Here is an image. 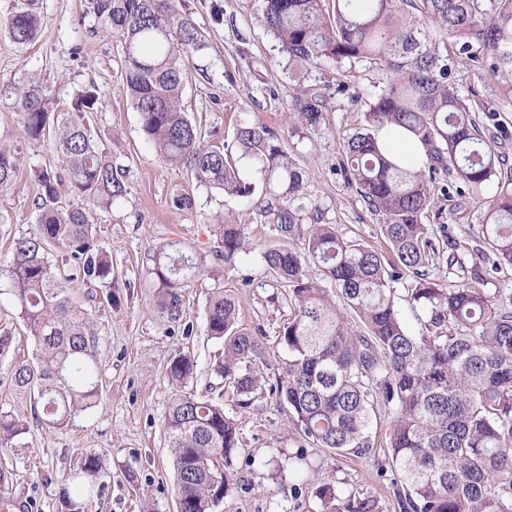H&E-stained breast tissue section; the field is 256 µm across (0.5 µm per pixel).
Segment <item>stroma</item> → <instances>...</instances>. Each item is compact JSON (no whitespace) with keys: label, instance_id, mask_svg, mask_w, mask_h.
Here are the masks:
<instances>
[{"label":"stroma","instance_id":"stroma-1","mask_svg":"<svg viewBox=\"0 0 512 512\" xmlns=\"http://www.w3.org/2000/svg\"><path fill=\"white\" fill-rule=\"evenodd\" d=\"M26 4L38 14L37 38L26 45L0 33V144L16 148L22 166L15 184L0 194V267L11 259L14 238L37 231L34 173L55 167L54 141H32L22 133L15 89L46 85L56 111H66L76 92L96 86L101 99L86 122L113 165L123 166L126 195L121 204L89 209L97 246L112 256L111 306H99L95 287L76 280L73 302L91 313L99 351V404L62 428L36 421L30 392L12 380L15 366L33 359L36 347L18 314L10 286L0 280V414L26 418L28 428L12 446L0 447V470L9 482L0 494H20L31 512H66L62 493L67 475L80 472L87 455L98 470L89 482L82 512H176L171 453L164 425L173 388L166 365L178 353L196 362L188 389L223 402L237 423L242 446L233 464L234 483L214 512H320V494L376 500L378 512H404L382 447L363 455L338 456L304 440L275 397H256L238 408L230 390L211 370L218 341L206 332V302L213 289L234 294L239 323L259 331L276 347L289 309L284 290L266 272L261 254L275 240L273 225L260 223L252 203L207 190L185 170L158 160L145 139L140 117L122 91L123 48L111 28L98 22L89 0H0V16ZM205 37L202 50L189 52V80L182 106L202 131L205 144H232L242 117L283 132L290 155L304 168L306 212L335 225L347 239L384 248L380 218L349 186L346 141L364 123L390 72L358 65L297 67L279 52L262 19V0H174ZM452 81L460 95L484 103L474 118L487 140L512 170V72L490 63L454 57ZM315 93L323 100L318 126L288 124L297 97ZM452 193L427 213L426 224L440 247L455 243L466 265L477 266L474 285L486 294L512 299V268L492 269L483 253L482 216L496 185L468 189L454 172L438 177ZM195 199L190 210L173 205L175 196ZM225 218L247 227L251 253L236 269L212 260L216 222ZM170 242L206 257V270L184 290L183 314L171 323L155 309V279L144 261L150 248Z\"/></svg>","mask_w":512,"mask_h":512}]
</instances>
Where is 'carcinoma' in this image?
Wrapping results in <instances>:
<instances>
[{"label": "carcinoma", "instance_id": "obj_1", "mask_svg": "<svg viewBox=\"0 0 512 512\" xmlns=\"http://www.w3.org/2000/svg\"><path fill=\"white\" fill-rule=\"evenodd\" d=\"M266 28L290 63H354L384 69L393 80L376 96L364 127L346 145L351 184L381 217L391 257L333 224L303 223L305 178L280 134L251 119L236 127L238 159L252 164L241 178L232 151L203 144L196 123L181 107L188 73L184 56L202 46L192 20L172 0H90L98 21L123 43V91L139 113L141 129L159 159L186 169L200 186L230 197L248 198L263 224L277 231L261 253L276 281L288 289L290 314L278 344L286 356L276 362L269 393L288 408L297 432L318 448L343 456L373 447L378 408L390 411L382 438L387 465L405 486L410 512H512V301L504 303L468 283L446 288L428 280L423 268L438 254L422 222L438 195L437 175L455 172L469 187L497 184L484 211L481 235L493 266L512 267V176L486 141L472 113L475 100L457 94L448 48L496 69H512V0H262ZM40 18L19 8L0 17V31L15 43L35 40ZM96 90L75 94L71 110L55 113L53 97L40 84L16 93L23 134L40 140L56 133L58 168L35 174L41 187L37 233L12 244V260L0 268L20 317L36 343L35 358L18 364L16 386L37 394L34 411L49 427L65 425L97 405L98 351L94 322L67 294L70 266L86 283L100 282L112 305V257L94 244L95 229L83 202L105 206L125 194L123 169L112 165L85 123ZM323 101L301 97L289 121L320 123ZM387 126L415 136L427 148L417 167L396 164L377 146ZM19 173L14 151L0 147V193ZM73 196L58 205L59 187ZM212 257L234 269L249 253L245 226L217 225ZM301 241L302 249H295ZM158 288L157 313L180 320L184 281L202 273L205 261L177 248L147 252ZM336 287L335 299L310 274V265ZM413 274V310L426 321L414 334L393 300L400 274ZM207 333L223 341L214 371L247 408L266 382L270 351L262 334L241 328L235 296L217 288L206 308ZM195 369L186 354L172 357L167 375L174 387L165 422L176 494L186 512H214L233 480V459L241 442L224 406L185 391ZM11 415L0 416V447L26 432ZM97 464L86 459L82 473L66 477L71 490L63 504L81 507L80 476ZM326 512H378L373 499L334 494Z\"/></svg>", "mask_w": 512, "mask_h": 512}]
</instances>
